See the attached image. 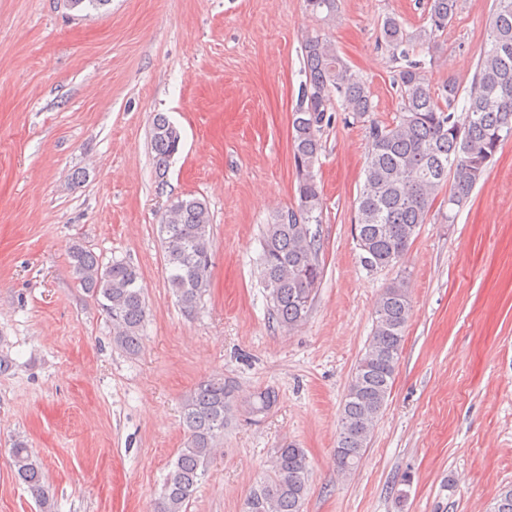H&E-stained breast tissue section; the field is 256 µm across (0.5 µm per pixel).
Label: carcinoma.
I'll return each instance as SVG.
<instances>
[{
    "mask_svg": "<svg viewBox=\"0 0 512 512\" xmlns=\"http://www.w3.org/2000/svg\"><path fill=\"white\" fill-rule=\"evenodd\" d=\"M110 0H68L79 13L99 10ZM306 10L335 21L336 0H305ZM460 0H427L423 24L406 30L388 15L381 38L392 57L403 61L395 79L398 115L380 124L370 119L374 103L366 81L343 61L336 46L314 31L302 41L305 80L291 117L298 204L288 221L276 216L263 230L260 281L276 321L288 330L304 323L323 276L317 233L323 201L315 166L321 135L331 125V98L343 111L368 123L364 179L355 202V227L361 262L370 271L396 264L408 251L433 202L448 188L444 222L457 210L503 144L512 138V0H493L486 39L471 87L456 115L460 87L453 79L435 87L432 50L458 13ZM156 177L164 181L181 135L162 114L151 128ZM168 284L184 311L193 313L209 288L213 247L207 203L197 197L169 201L160 219ZM71 267L80 287L95 295L112 320V341L135 355L142 346L147 309L138 269L125 262L104 265L80 245L71 247ZM411 300L402 279L387 285L377 302L371 336L348 384L340 411L335 460L340 472H352L368 448L373 425L391 393L399 363ZM236 407V388L222 376L200 382L183 403L187 440L164 478L155 512H186L217 441ZM14 472L41 512H54L53 497L38 458L22 440L10 449ZM310 477L305 449L290 444L275 450L269 468L251 490L246 512H303ZM490 512H512V487L503 488Z\"/></svg>",
    "mask_w": 512,
    "mask_h": 512,
    "instance_id": "cac0c4a2",
    "label": "carcinoma"
}]
</instances>
